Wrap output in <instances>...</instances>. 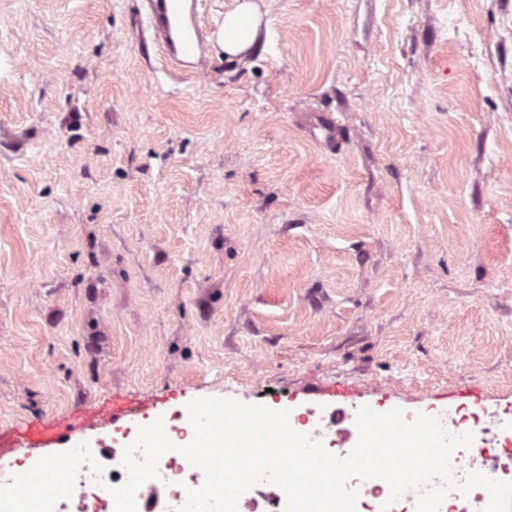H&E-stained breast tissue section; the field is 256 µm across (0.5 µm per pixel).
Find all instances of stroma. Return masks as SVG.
<instances>
[{"mask_svg":"<svg viewBox=\"0 0 512 512\" xmlns=\"http://www.w3.org/2000/svg\"><path fill=\"white\" fill-rule=\"evenodd\" d=\"M0 0V431L141 399L512 405V0ZM336 117L334 152L315 141ZM147 3L148 26L153 39L163 48L167 58L183 62L179 57L199 55L203 61L205 41L198 24L201 0H144ZM262 22L259 4L253 0H243L225 14L224 30L218 39L224 56L242 59L251 53L260 41Z\"/></svg>","mask_w":512,"mask_h":512,"instance_id":"1","label":"stroma"}]
</instances>
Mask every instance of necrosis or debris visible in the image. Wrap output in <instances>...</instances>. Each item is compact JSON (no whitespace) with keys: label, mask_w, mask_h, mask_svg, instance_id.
<instances>
[{"label":"necrosis or debris","mask_w":512,"mask_h":512,"mask_svg":"<svg viewBox=\"0 0 512 512\" xmlns=\"http://www.w3.org/2000/svg\"><path fill=\"white\" fill-rule=\"evenodd\" d=\"M439 417L449 432H470L474 435L471 446L457 450L452 457L457 476L480 472L512 482V437L504 433L506 427L512 426V409L490 412L460 404L440 411ZM290 425L295 431L321 442L337 457L344 458L350 453L345 438L337 429L336 421H328L306 411L293 416ZM167 435L175 449L161 457L159 478L146 483L147 489L155 494L154 501L148 503L144 498H137L136 503L141 510L149 506L153 512H176L186 500L187 488H199L204 482L202 471L192 467L179 452L180 447L189 444L194 437L192 425L181 423L171 426ZM131 442V437H123L120 447L104 455V485L95 484L90 466H81L71 498L58 501L54 512H114V499L109 489L121 485L127 477L121 460L124 446ZM347 487L359 494L356 512H417L416 491H407L393 502L389 499L388 484L380 479L363 480L353 477L348 480Z\"/></svg>","instance_id":"4bbe7bcc"}]
</instances>
